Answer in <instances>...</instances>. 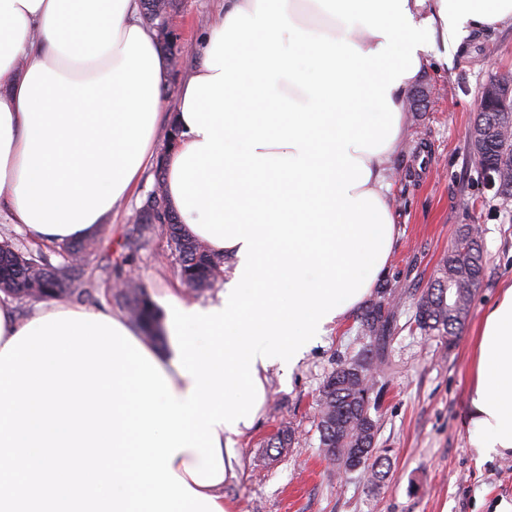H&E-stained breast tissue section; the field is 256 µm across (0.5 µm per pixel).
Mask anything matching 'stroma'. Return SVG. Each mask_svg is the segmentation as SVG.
I'll list each match as a JSON object with an SVG mask.
<instances>
[{
	"label": "stroma",
	"instance_id": "1",
	"mask_svg": "<svg viewBox=\"0 0 512 512\" xmlns=\"http://www.w3.org/2000/svg\"><path fill=\"white\" fill-rule=\"evenodd\" d=\"M218 4L176 0L170 24L180 66L169 72L162 92V125H169L183 81L201 62L203 29ZM495 68L512 72L511 25L465 34L448 64L427 68L416 86L432 95L408 109L404 146L389 161L388 201L397 237L378 285L403 302L378 382L375 446L388 453L385 480L375 485L358 471L340 475L320 450L319 390L339 356L362 348L352 314L313 344L291 373L270 369L263 417L237 438L242 466L224 483V497L237 512H496L500 504H512V455L478 458L464 424L482 316L512 283V201L484 188L464 137ZM155 184L154 169H147L86 257L95 278L92 294H85L84 280H74L67 303L116 310L113 285L129 275L156 305L173 291L189 303L218 299L223 283L199 293L186 288L161 225L142 230L139 214ZM467 224L482 228L485 274L449 346L416 329L414 302ZM285 425L295 431L293 447L267 454L268 440Z\"/></svg>",
	"mask_w": 512,
	"mask_h": 512
}]
</instances>
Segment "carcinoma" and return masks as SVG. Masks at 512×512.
Segmentation results:
<instances>
[{
  "mask_svg": "<svg viewBox=\"0 0 512 512\" xmlns=\"http://www.w3.org/2000/svg\"><path fill=\"white\" fill-rule=\"evenodd\" d=\"M175 0H142L143 16L154 29L170 14ZM478 164L493 166L512 192V141L492 133ZM159 196L140 214V221L166 225L171 254L179 268L183 284L194 292H203L222 277L224 258L204 243L188 236L178 215L167 203L163 169L156 171ZM92 243L78 242L60 246L63 262L52 264L31 248L5 239L0 242V290L19 295L22 286L33 294L60 297L69 294L71 282L84 273V262ZM485 259L479 236L470 225L458 235L443 258L437 276L415 303L414 322L418 329L453 344L469 313L473 290L484 277ZM112 297L130 322L151 342L163 340L159 313L146 291L125 282L113 289ZM400 298L393 292L372 301L360 313L359 329L365 344L357 354L340 361L320 390L318 427L321 450L326 459L344 467V456L355 452L362 462L361 473L374 484L383 482L389 458L375 448L377 420L363 415L365 398L374 393V381L382 373V357L389 343L390 319L399 308ZM291 428L280 429L268 442V448L280 452L292 447Z\"/></svg>",
  "mask_w": 512,
  "mask_h": 512,
  "instance_id": "carcinoma-1",
  "label": "carcinoma"
}]
</instances>
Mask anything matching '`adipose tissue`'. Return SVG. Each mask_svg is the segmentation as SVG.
<instances>
[{
	"label": "adipose tissue",
	"mask_w": 512,
	"mask_h": 512,
	"mask_svg": "<svg viewBox=\"0 0 512 512\" xmlns=\"http://www.w3.org/2000/svg\"><path fill=\"white\" fill-rule=\"evenodd\" d=\"M431 20L437 62L464 29L512 25V0H408ZM140 0H0V219L48 245L94 238L155 156L167 63ZM307 31L380 39L346 28L315 0H288ZM478 458L512 453V285L479 327L467 410Z\"/></svg>",
	"instance_id": "1"
}]
</instances>
